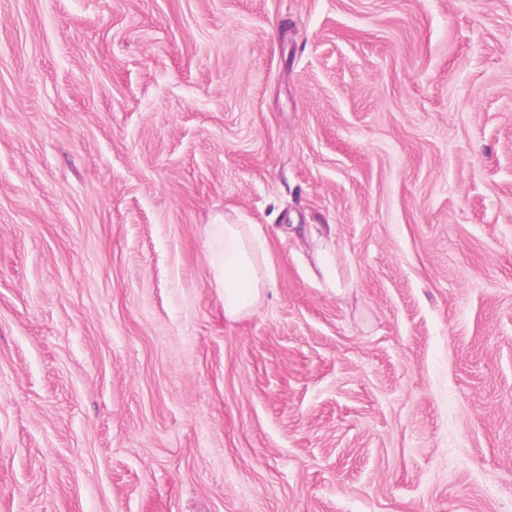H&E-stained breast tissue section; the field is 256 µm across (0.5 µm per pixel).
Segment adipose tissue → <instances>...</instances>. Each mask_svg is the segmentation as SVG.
I'll use <instances>...</instances> for the list:
<instances>
[{
  "instance_id": "obj_1",
  "label": "adipose tissue",
  "mask_w": 512,
  "mask_h": 512,
  "mask_svg": "<svg viewBox=\"0 0 512 512\" xmlns=\"http://www.w3.org/2000/svg\"><path fill=\"white\" fill-rule=\"evenodd\" d=\"M208 258L214 283L224 297V316L247 317L275 285L268 239L255 224H212Z\"/></svg>"
}]
</instances>
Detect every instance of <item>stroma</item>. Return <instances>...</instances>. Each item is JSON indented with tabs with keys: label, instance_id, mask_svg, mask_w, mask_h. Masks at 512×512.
Masks as SVG:
<instances>
[{
	"label": "stroma",
	"instance_id": "stroma-1",
	"mask_svg": "<svg viewBox=\"0 0 512 512\" xmlns=\"http://www.w3.org/2000/svg\"><path fill=\"white\" fill-rule=\"evenodd\" d=\"M0 512H512V0H0ZM208 258L224 296V317L239 321L253 312L275 285L268 238L257 224H208ZM318 266L324 282L329 288H342L343 282H346L347 279L340 271L336 257L334 258L328 248L319 252Z\"/></svg>",
	"mask_w": 512,
	"mask_h": 512
}]
</instances>
